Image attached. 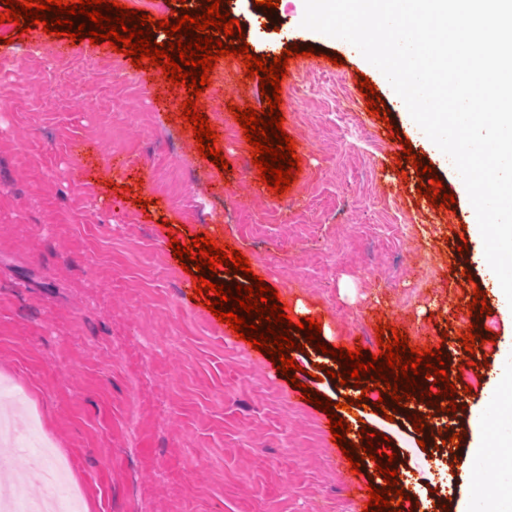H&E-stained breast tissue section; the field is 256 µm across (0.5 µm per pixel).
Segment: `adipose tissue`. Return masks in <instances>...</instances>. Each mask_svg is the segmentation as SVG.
Masks as SVG:
<instances>
[{"mask_svg": "<svg viewBox=\"0 0 512 512\" xmlns=\"http://www.w3.org/2000/svg\"><path fill=\"white\" fill-rule=\"evenodd\" d=\"M495 383L482 401L481 407L472 410L471 430L478 447H512V431L502 430L504 421L512 420V397H506L503 381L512 380V338H505L500 345L498 364L494 372Z\"/></svg>", "mask_w": 512, "mask_h": 512, "instance_id": "ef3b65f1", "label": "adipose tissue"}]
</instances>
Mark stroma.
<instances>
[{"instance_id":"35a3bbf8","label":"stroma","mask_w":512,"mask_h":512,"mask_svg":"<svg viewBox=\"0 0 512 512\" xmlns=\"http://www.w3.org/2000/svg\"><path fill=\"white\" fill-rule=\"evenodd\" d=\"M255 55L284 45L304 0H280L278 23L261 27L255 0H230ZM42 26L0 24V384L10 403L5 441L18 471L34 468L25 495L41 498L50 464L20 442L31 431L68 464L86 512H363L347 491V459L323 434L328 418L296 397L301 382L338 403L360 389L315 378L328 357L290 350L296 377H269L266 354L225 338L204 305H183L185 276L171 240L235 241L256 276L275 288L292 321L321 325L322 342L358 339L378 353L379 324L427 338L467 361L458 337L468 291L455 254L470 207L457 198L456 232L419 197L412 166L398 168L407 127L389 88L376 85L396 138L375 136L378 116L356 83L353 59L326 72L292 60L281 84L283 129L300 171L284 194L249 189L259 170L240 149L232 97L215 66L197 109L227 162L201 156L181 112L161 119L131 56ZM113 65L109 84L101 62ZM114 199L117 211L103 200ZM363 423L386 435L416 512H440L496 485L473 473L455 445H420L408 417L386 420L373 402ZM454 492H432L440 474Z\"/></svg>"}]
</instances>
